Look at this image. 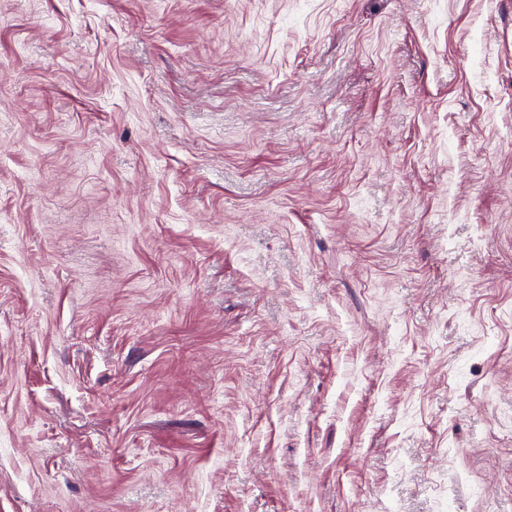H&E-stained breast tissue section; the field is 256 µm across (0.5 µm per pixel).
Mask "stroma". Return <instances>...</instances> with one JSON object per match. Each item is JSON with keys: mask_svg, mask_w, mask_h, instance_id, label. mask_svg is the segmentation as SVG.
<instances>
[{"mask_svg": "<svg viewBox=\"0 0 512 512\" xmlns=\"http://www.w3.org/2000/svg\"><path fill=\"white\" fill-rule=\"evenodd\" d=\"M0 512H512V0H0Z\"/></svg>", "mask_w": 512, "mask_h": 512, "instance_id": "obj_1", "label": "stroma"}]
</instances>
